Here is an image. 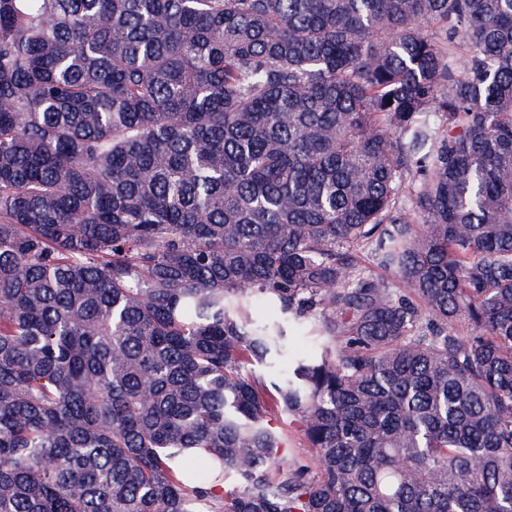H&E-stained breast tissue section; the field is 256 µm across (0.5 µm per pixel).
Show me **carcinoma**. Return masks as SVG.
Wrapping results in <instances>:
<instances>
[{
    "label": "carcinoma",
    "mask_w": 512,
    "mask_h": 512,
    "mask_svg": "<svg viewBox=\"0 0 512 512\" xmlns=\"http://www.w3.org/2000/svg\"><path fill=\"white\" fill-rule=\"evenodd\" d=\"M0 512H512V0H0ZM279 430L286 435L287 447L280 457L285 466L295 462H306L312 465L309 449L305 447L301 436L298 434L294 417L283 415L278 424Z\"/></svg>",
    "instance_id": "1"
}]
</instances>
